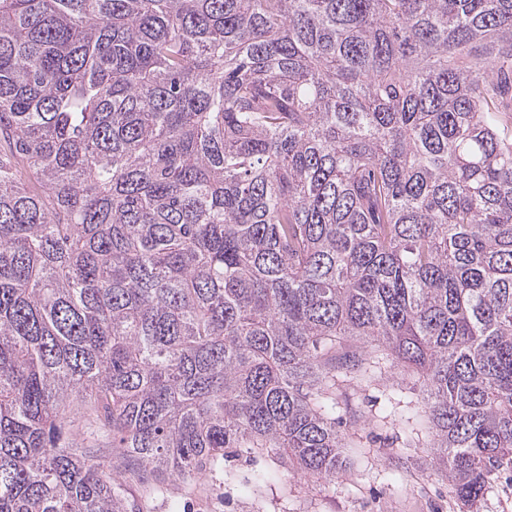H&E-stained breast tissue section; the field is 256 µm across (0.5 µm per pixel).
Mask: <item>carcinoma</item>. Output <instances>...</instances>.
Returning a JSON list of instances; mask_svg holds the SVG:
<instances>
[{
  "instance_id": "carcinoma-1",
  "label": "carcinoma",
  "mask_w": 512,
  "mask_h": 512,
  "mask_svg": "<svg viewBox=\"0 0 512 512\" xmlns=\"http://www.w3.org/2000/svg\"><path fill=\"white\" fill-rule=\"evenodd\" d=\"M509 88L512 0H0V512H140L228 449L334 478L336 391L387 363L477 505Z\"/></svg>"
}]
</instances>
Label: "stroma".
Masks as SVG:
<instances>
[{
    "mask_svg": "<svg viewBox=\"0 0 512 512\" xmlns=\"http://www.w3.org/2000/svg\"><path fill=\"white\" fill-rule=\"evenodd\" d=\"M347 474L331 480L298 476L267 455L228 458L193 485L167 482L160 491L132 485L143 512H467L447 479L430 465L433 435L418 394L391 369L383 381L350 386ZM268 474L255 488V474Z\"/></svg>",
    "mask_w": 512,
    "mask_h": 512,
    "instance_id": "obj_1",
    "label": "stroma"
}]
</instances>
